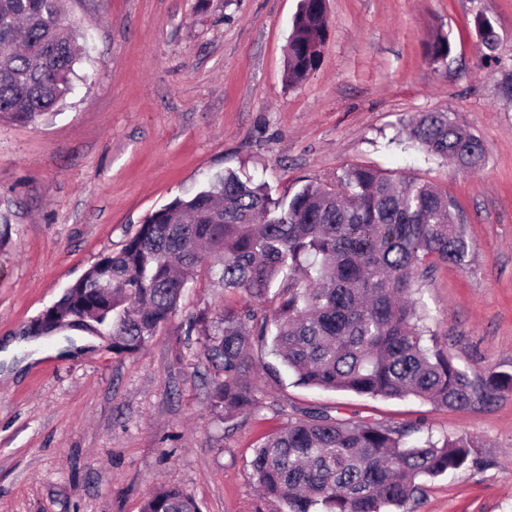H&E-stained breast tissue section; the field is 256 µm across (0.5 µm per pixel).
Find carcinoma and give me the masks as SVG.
Returning a JSON list of instances; mask_svg holds the SVG:
<instances>
[{
  "label": "carcinoma",
  "instance_id": "carcinoma-1",
  "mask_svg": "<svg viewBox=\"0 0 512 512\" xmlns=\"http://www.w3.org/2000/svg\"><path fill=\"white\" fill-rule=\"evenodd\" d=\"M326 20V0H301L289 37L288 85L320 65ZM474 25L482 47L493 50L491 22L479 15ZM425 49L444 61L452 42L437 34ZM81 57L61 0H0V122L34 123L52 114ZM406 132L430 156L467 169L484 164L483 146L458 155L473 135L443 113L422 114ZM468 254L448 193L415 177L349 165L334 183L312 180L275 197L268 184L229 171L147 217L55 307L90 314L112 334L113 351L136 350L171 319L205 269L224 290L247 298L244 307H224L216 322L202 314L190 319L186 331L204 337V355L218 372L212 404L224 421L256 405V344L269 346L274 362L265 369L273 377L284 366L304 385L464 410L511 391L512 373L479 378L456 365L419 324L412 295L427 259L460 265ZM413 433L306 409L255 449L253 479L281 512H399L424 482L480 464L471 438ZM142 512L200 509L172 488L150 496Z\"/></svg>",
  "mask_w": 512,
  "mask_h": 512
}]
</instances>
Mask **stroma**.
Listing matches in <instances>:
<instances>
[{
	"instance_id": "35a3bbf8",
	"label": "stroma",
	"mask_w": 512,
	"mask_h": 512,
	"mask_svg": "<svg viewBox=\"0 0 512 512\" xmlns=\"http://www.w3.org/2000/svg\"><path fill=\"white\" fill-rule=\"evenodd\" d=\"M299 0H65L83 47L48 120L0 124V339L42 313L153 212L233 171L272 195L351 164L435 184L454 201L466 265L417 271L423 324L473 376L512 372V0H326L319 67L286 79ZM498 35L482 53L473 27ZM450 35L447 61L423 45ZM442 112L487 149L467 171L428 156L402 124ZM210 274L142 349L115 353L76 329L50 333L22 370L0 360V512H141L163 487L200 512H279L252 477L254 450L299 410L471 436L479 466L426 482L413 512H512V391L453 411L255 380L251 412L225 421L190 317L243 307Z\"/></svg>"
}]
</instances>
